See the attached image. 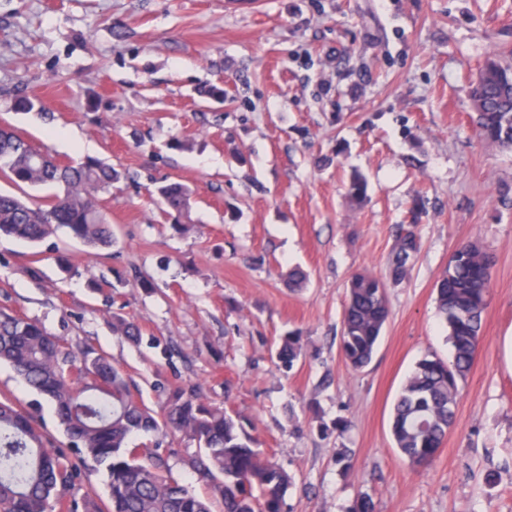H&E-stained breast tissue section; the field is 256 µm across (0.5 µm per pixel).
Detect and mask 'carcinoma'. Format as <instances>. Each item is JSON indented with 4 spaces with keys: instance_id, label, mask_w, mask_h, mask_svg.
I'll return each mask as SVG.
<instances>
[{
    "instance_id": "1",
    "label": "carcinoma",
    "mask_w": 512,
    "mask_h": 512,
    "mask_svg": "<svg viewBox=\"0 0 512 512\" xmlns=\"http://www.w3.org/2000/svg\"><path fill=\"white\" fill-rule=\"evenodd\" d=\"M470 101L479 136L512 148V62L487 58L471 85ZM0 175L18 186L53 185L46 205L0 194V234L39 243L64 228L94 250L112 247V232L98 194L120 181L114 166L87 157L62 164L0 127ZM167 211L188 217L191 192L178 181L157 187ZM420 250L411 233L397 236L388 262L400 282ZM493 256L479 244L460 245L436 284V303L447 331L450 359H420L393 406L391 435L400 454L416 467L435 459L453 425L459 382L469 372L482 339ZM389 318L384 282L368 273L349 281L339 350L347 365L371 361ZM112 333L137 341L139 326L115 317ZM300 336L280 337L276 357L292 368ZM0 362L55 408L71 448H54L34 417L12 400L0 399V512H282L291 477L256 448L238 416L207 402L197 385H173L158 408L131 391L125 373L92 348L77 357L67 342L28 318L0 311ZM155 434L141 447L136 434ZM179 434L197 442L190 466L205 485L201 494L175 479L162 457L163 440ZM102 467L109 504L101 506L72 490L82 469Z\"/></svg>"
}]
</instances>
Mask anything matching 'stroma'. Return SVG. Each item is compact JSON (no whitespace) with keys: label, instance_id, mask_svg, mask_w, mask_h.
I'll return each mask as SVG.
<instances>
[{"label":"stroma","instance_id":"1","mask_svg":"<svg viewBox=\"0 0 512 512\" xmlns=\"http://www.w3.org/2000/svg\"><path fill=\"white\" fill-rule=\"evenodd\" d=\"M509 51L512 0H0V125L60 162L125 174L100 195L109 250L62 229L34 246L0 236V310L105 353L149 406L191 382L239 413L294 479L284 512H353L363 495L376 512H512V150L478 137L469 99L486 57ZM18 95L34 108L12 110ZM166 180L191 191L187 234L157 201ZM407 230L420 250L387 281L386 328L353 370L338 350L348 282L385 278ZM470 241L494 258L482 342L420 468L390 416L417 361L450 355L435 285ZM295 266L309 275L299 291L284 281ZM116 314L140 342L113 336ZM292 331L303 349L283 371L275 350ZM0 397L67 445L5 364Z\"/></svg>","mask_w":512,"mask_h":512}]
</instances>
